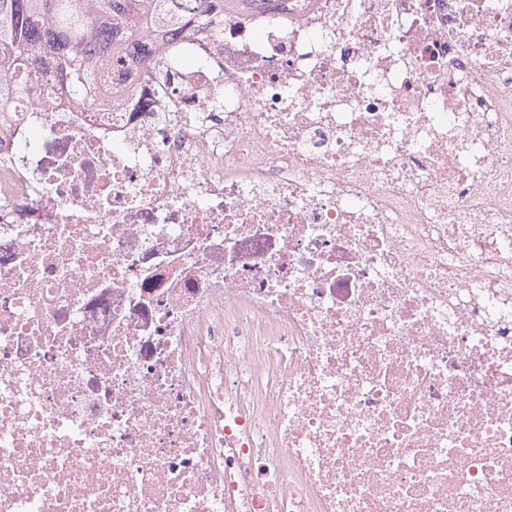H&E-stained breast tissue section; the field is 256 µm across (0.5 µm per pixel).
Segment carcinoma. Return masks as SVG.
Instances as JSON below:
<instances>
[{
  "instance_id": "obj_1",
  "label": "carcinoma",
  "mask_w": 512,
  "mask_h": 512,
  "mask_svg": "<svg viewBox=\"0 0 512 512\" xmlns=\"http://www.w3.org/2000/svg\"><path fill=\"white\" fill-rule=\"evenodd\" d=\"M235 0H0V113L21 99H34L35 78L46 62L67 79L70 94L88 99L95 73L89 62L93 41L112 47V62L138 50L139 20L174 41L188 22L224 30V6ZM173 55L149 62L164 76Z\"/></svg>"
}]
</instances>
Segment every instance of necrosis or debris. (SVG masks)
Returning <instances> with one entry per match:
<instances>
[{"label": "necrosis or debris", "instance_id": "obj_1", "mask_svg": "<svg viewBox=\"0 0 512 512\" xmlns=\"http://www.w3.org/2000/svg\"><path fill=\"white\" fill-rule=\"evenodd\" d=\"M141 40L0 114V512H512V0Z\"/></svg>", "mask_w": 512, "mask_h": 512}]
</instances>
